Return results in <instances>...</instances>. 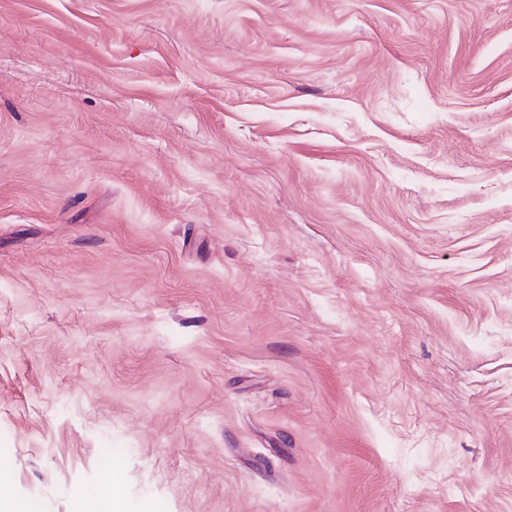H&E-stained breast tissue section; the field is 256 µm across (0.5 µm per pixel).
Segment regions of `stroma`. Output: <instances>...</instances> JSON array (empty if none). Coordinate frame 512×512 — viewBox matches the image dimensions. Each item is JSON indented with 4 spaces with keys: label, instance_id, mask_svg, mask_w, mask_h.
Returning a JSON list of instances; mask_svg holds the SVG:
<instances>
[{
    "label": "stroma",
    "instance_id": "stroma-1",
    "mask_svg": "<svg viewBox=\"0 0 512 512\" xmlns=\"http://www.w3.org/2000/svg\"><path fill=\"white\" fill-rule=\"evenodd\" d=\"M512 512V0H0L15 512Z\"/></svg>",
    "mask_w": 512,
    "mask_h": 512
}]
</instances>
